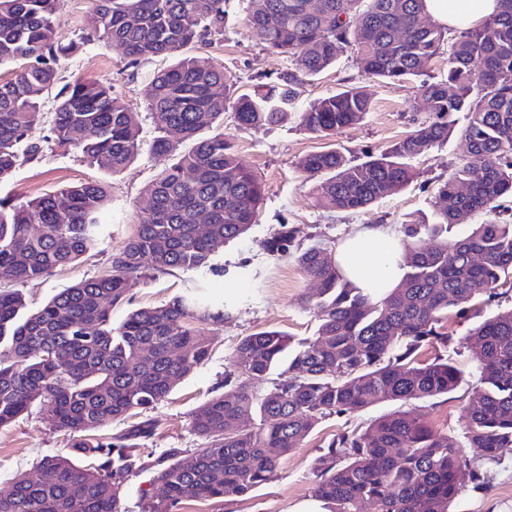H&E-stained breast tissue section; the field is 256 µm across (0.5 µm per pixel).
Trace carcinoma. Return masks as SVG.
Masks as SVG:
<instances>
[{
  "label": "carcinoma",
  "instance_id": "cac0c4a2",
  "mask_svg": "<svg viewBox=\"0 0 512 512\" xmlns=\"http://www.w3.org/2000/svg\"><path fill=\"white\" fill-rule=\"evenodd\" d=\"M252 32L267 50L304 61L298 72L240 92L198 42L224 32L229 0H99L91 27L128 63L172 60L148 96L158 136L152 152L169 160L144 191L152 208L112 256L111 273L63 289L26 310L17 289L0 288V427L38 402L45 419L75 437L70 457L46 456L37 478H15L0 512H124L122 493L141 467L134 453L155 433L147 412L210 356L209 325L230 317L205 294L179 295L130 311L112 309L146 272L174 269L222 275L212 256L256 223L264 197L258 177L231 141L214 132L232 106L241 130L269 128L296 113L294 86L336 65L354 47L364 70L391 83L419 81L430 116L380 155L354 160L336 149L310 152L297 167L317 195L346 211L363 209L410 185V161L457 132L468 156L438 182L431 219L404 225L401 283L373 299L348 280L336 253L303 246L282 225L267 252L293 258L317 283L305 298L318 326L296 340L277 330L244 336L224 376V391L200 405L192 429L207 441L192 452L171 448L150 462L149 512H180L188 500L236 501L272 479L279 459L323 420L355 416L382 403L448 398L476 373L462 437L432 429L418 413L395 410L362 432L343 431L313 462L311 494L323 512H453L459 481L485 483L461 455L462 441L496 462L512 451V307L481 318L483 306L512 294V224L496 219L512 197V0L479 24L448 37L424 0H247ZM63 0H0V66L24 62L0 83V178L53 143L116 175L139 154L134 113L112 86L76 78L58 87L54 44ZM447 73L425 78L434 58ZM53 98L49 134L33 136L44 101ZM373 101L348 86L299 113L311 134L330 138L363 118ZM109 186L87 181L14 205L0 200V279L24 283L78 260L96 241ZM487 219L448 237L476 214ZM477 320L453 347L445 324ZM434 358L420 360L424 347ZM286 366L288 380L258 392L252 382ZM137 421L112 437L95 432L115 420Z\"/></svg>",
  "mask_w": 512,
  "mask_h": 512
}]
</instances>
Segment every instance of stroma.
<instances>
[{"instance_id":"stroma-1","label":"stroma","mask_w":512,"mask_h":512,"mask_svg":"<svg viewBox=\"0 0 512 512\" xmlns=\"http://www.w3.org/2000/svg\"><path fill=\"white\" fill-rule=\"evenodd\" d=\"M97 5L98 0H63L54 40L72 46L73 52L62 61L59 76L65 83L80 75L111 85L113 93L122 97L137 116L140 153L120 175L111 176L83 162L75 153L52 145L38 160L22 163L10 176L0 179V199L17 204L81 181L96 180L112 186V208L94 246L75 264L21 284L20 290L32 309L77 282L110 271L113 254L120 252L136 232L144 207L142 191L162 167L151 152L155 126L147 103L151 82L166 61L155 57L129 64L120 50L93 32L90 19ZM246 6V0H230L223 36L196 44L193 52L210 57L223 66L229 79L247 87L275 81L292 63L258 44L248 25ZM351 84L365 87L374 101L373 109L360 122L328 140L310 134L294 119L269 129L241 131L232 112H225V135L242 163L264 185L256 224L244 237L215 253L214 262L226 269V276L205 278L182 269L151 273L134 283L124 302L113 309L112 320L117 323L132 309L161 305L203 285L214 297L234 302L230 319L208 330L209 359L181 379L173 392L149 411L156 431L139 449L144 459L154 460L170 448L190 452L202 447L203 438L192 430V415L208 398L222 392L224 372L240 338L265 329L282 330L298 339L313 336L317 318L303 299L313 293L314 281L294 260L272 256L264 248L265 241L274 237L281 225L299 228L304 244L318 242L331 248L366 224H382L395 234H402L409 217L430 215L438 180L447 178L466 157L467 145L455 134L412 160L417 180L366 209L343 211L318 198L311 182L297 168L301 156L325 146L355 158L378 154L428 117L415 84L383 83L371 78L351 50L335 67L296 85L297 105L302 109L311 107ZM472 389L468 383L447 401H418L410 408L438 432L457 434L462 430ZM391 409V404H380L349 419L325 420L281 459L270 483L233 502L189 501L182 512H317L318 505L311 497L312 463L320 448L338 432L365 430L375 417ZM72 443V435L52 427L36 406L13 424L0 428V494L9 491L16 476L36 477L42 458L67 454ZM464 453L480 463L487 479L479 490L464 484L455 504L456 512H512V452L496 462L482 461L479 449L470 446L465 447Z\"/></svg>"}]
</instances>
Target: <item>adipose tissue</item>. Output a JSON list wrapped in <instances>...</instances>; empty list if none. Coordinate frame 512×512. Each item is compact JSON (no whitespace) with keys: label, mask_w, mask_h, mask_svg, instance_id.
<instances>
[{"label":"adipose tissue","mask_w":512,"mask_h":512,"mask_svg":"<svg viewBox=\"0 0 512 512\" xmlns=\"http://www.w3.org/2000/svg\"><path fill=\"white\" fill-rule=\"evenodd\" d=\"M430 16L440 25L464 28L488 18L498 9L497 0H426ZM345 274L365 294L378 298L394 288L402 276L403 250L386 228L360 227L336 251Z\"/></svg>","instance_id":"1"}]
</instances>
